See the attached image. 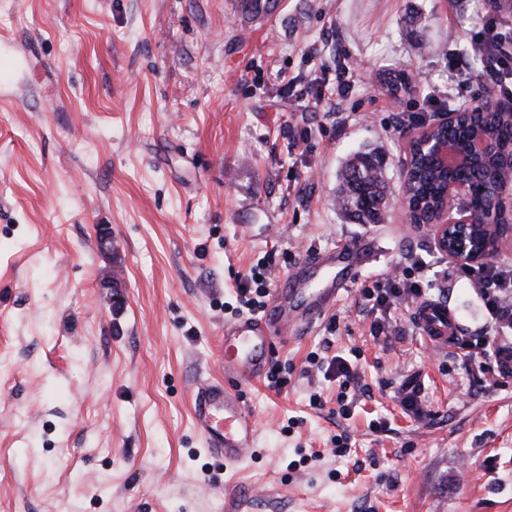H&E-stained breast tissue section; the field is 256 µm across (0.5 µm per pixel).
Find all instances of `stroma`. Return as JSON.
<instances>
[{
  "label": "stroma",
  "mask_w": 512,
  "mask_h": 512,
  "mask_svg": "<svg viewBox=\"0 0 512 512\" xmlns=\"http://www.w3.org/2000/svg\"><path fill=\"white\" fill-rule=\"evenodd\" d=\"M490 10L283 0L251 21L238 0H0V54L21 59L19 96L0 100V512H512V372L430 348L411 310L372 338L359 306L412 254L430 266L423 301L449 305L462 342L512 351L431 225L407 230L395 206L411 137L484 90L479 71L449 94L448 53ZM352 62L348 93L316 102L312 79ZM390 67L413 88L390 95ZM373 147L390 202L382 223L355 224L337 174ZM356 236L375 248L335 335L323 318L274 348L283 392L235 384L258 444L218 462L192 395L224 376L237 280L263 259L280 283ZM312 352L357 358V385L325 378ZM408 384L423 417L400 403Z\"/></svg>",
  "instance_id": "stroma-1"
}]
</instances>
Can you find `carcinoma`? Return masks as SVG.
I'll list each match as a JSON object with an SVG mask.
<instances>
[{"mask_svg":"<svg viewBox=\"0 0 512 512\" xmlns=\"http://www.w3.org/2000/svg\"><path fill=\"white\" fill-rule=\"evenodd\" d=\"M280 0H240L241 11L259 20L272 15ZM473 121L484 125L496 140L497 150L488 158L466 167L443 169L434 159L418 155L413 159L405 191L421 205V214L439 206L446 195L448 183L466 182L472 185V204L481 208L483 188L493 185L512 171V125L503 123L495 112H483ZM469 124L441 127L437 133L445 140L464 150L467 147ZM387 182L383 159L375 152H361L347 159L339 174L336 189V207L343 217L360 224H378L383 220ZM499 224H478L475 227L474 247L491 244L502 235Z\"/></svg>","mask_w":512,"mask_h":512,"instance_id":"1","label":"carcinoma"}]
</instances>
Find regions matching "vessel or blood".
<instances>
[{"label":"vessel or blood","instance_id":"1","mask_svg":"<svg viewBox=\"0 0 512 512\" xmlns=\"http://www.w3.org/2000/svg\"><path fill=\"white\" fill-rule=\"evenodd\" d=\"M373 247V240L356 237L332 251L303 256L275 288L263 315L243 316L225 325L224 378L200 385L193 395L195 426L208 450L225 464L250 457L258 438L256 421L231 390V382L261 380L274 347L287 339L291 327L314 324L335 307L360 275L358 259ZM416 322L434 347L445 348L458 340L459 325L446 303H425L417 311Z\"/></svg>","mask_w":512,"mask_h":512}]
</instances>
